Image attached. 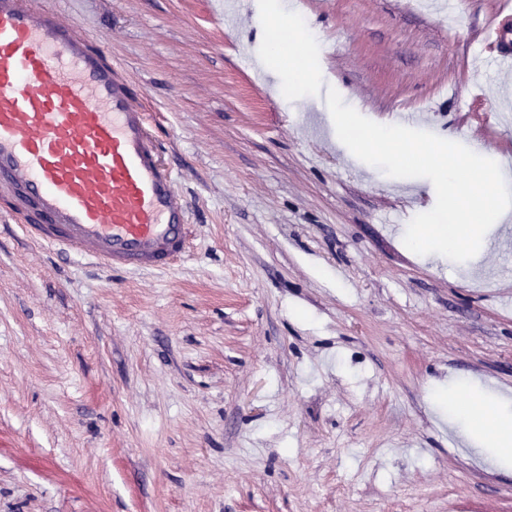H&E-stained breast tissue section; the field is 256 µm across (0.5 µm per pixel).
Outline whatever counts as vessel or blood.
Listing matches in <instances>:
<instances>
[{"label":"vessel or blood","instance_id":"vessel-or-blood-1","mask_svg":"<svg viewBox=\"0 0 512 512\" xmlns=\"http://www.w3.org/2000/svg\"><path fill=\"white\" fill-rule=\"evenodd\" d=\"M484 42L512 64L511 8ZM0 192L19 194L31 238L111 268L165 267L189 233L132 85L105 44L40 0H0Z\"/></svg>","mask_w":512,"mask_h":512}]
</instances>
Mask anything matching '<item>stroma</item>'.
Here are the masks:
<instances>
[{"label":"stroma","instance_id":"1","mask_svg":"<svg viewBox=\"0 0 512 512\" xmlns=\"http://www.w3.org/2000/svg\"><path fill=\"white\" fill-rule=\"evenodd\" d=\"M51 2L134 82L191 228L109 271L0 212V512H512L448 414H512V210L467 261L411 252L432 182L359 160L326 104L470 145L512 111L497 0ZM278 14L316 35L308 84ZM484 42L488 49L497 47L494 59L502 65L512 64V9L499 8L484 29Z\"/></svg>","mask_w":512,"mask_h":512}]
</instances>
